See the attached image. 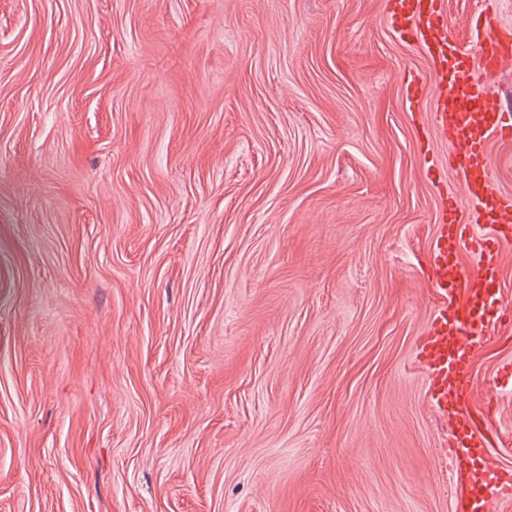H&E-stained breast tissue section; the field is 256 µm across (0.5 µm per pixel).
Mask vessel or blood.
I'll list each match as a JSON object with an SVG mask.
<instances>
[{
	"label": "vessel or blood",
	"instance_id": "b4317fda",
	"mask_svg": "<svg viewBox=\"0 0 512 512\" xmlns=\"http://www.w3.org/2000/svg\"><path fill=\"white\" fill-rule=\"evenodd\" d=\"M390 25L401 40L420 45L429 72L408 80V95L430 91L434 128L452 150L447 168L430 165L433 177L455 172L472 206L463 218L457 203L443 205L429 255L430 286L438 304L418 343V365L427 381L428 404L448 425L443 454L454 485V512H497L512 503V473L490 460L496 436L482 404L473 397L471 359L482 345L500 304L499 257L512 247V194L495 174L488 142L512 140V111L495 99V79L512 58V38L489 26L471 53L459 51L448 30L444 0H393ZM488 225L486 235L475 233ZM470 254L472 264L460 263Z\"/></svg>",
	"mask_w": 512,
	"mask_h": 512
}]
</instances>
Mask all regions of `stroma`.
<instances>
[{
    "mask_svg": "<svg viewBox=\"0 0 512 512\" xmlns=\"http://www.w3.org/2000/svg\"><path fill=\"white\" fill-rule=\"evenodd\" d=\"M390 10L0 0V512H454L416 345L459 183ZM508 363L496 320L512 469Z\"/></svg>",
    "mask_w": 512,
    "mask_h": 512,
    "instance_id": "stroma-1",
    "label": "stroma"
}]
</instances>
